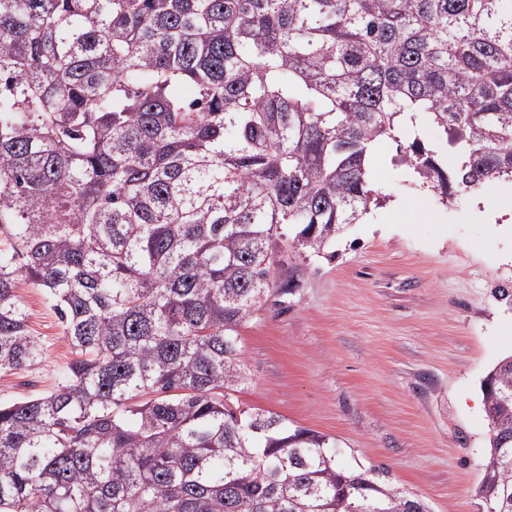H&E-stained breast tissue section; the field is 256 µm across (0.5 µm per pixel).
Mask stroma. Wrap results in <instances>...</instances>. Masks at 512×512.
Instances as JSON below:
<instances>
[{
	"label": "stroma",
	"mask_w": 512,
	"mask_h": 512,
	"mask_svg": "<svg viewBox=\"0 0 512 512\" xmlns=\"http://www.w3.org/2000/svg\"><path fill=\"white\" fill-rule=\"evenodd\" d=\"M379 146L372 181L386 204L346 227L332 259L302 261L299 288L239 329L246 380L232 399L326 435L342 464L378 469L431 512H483L476 495L489 428L481 384L512 355V240L477 207L512 218V190L442 204ZM414 202L400 215L395 200ZM42 360L0 373V402L52 391L74 355L45 291L19 282Z\"/></svg>",
	"instance_id": "1"
}]
</instances>
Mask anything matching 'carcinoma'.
I'll return each instance as SVG.
<instances>
[{"label": "carcinoma", "mask_w": 512, "mask_h": 512, "mask_svg": "<svg viewBox=\"0 0 512 512\" xmlns=\"http://www.w3.org/2000/svg\"><path fill=\"white\" fill-rule=\"evenodd\" d=\"M409 182L512 184V0H0V512H430L329 438L230 399L239 328ZM478 488L512 512V356L482 384ZM16 293L29 311L28 329L42 344V360L26 371L0 373V402H11L52 391L75 355L64 337L57 309L42 288L20 281Z\"/></svg>", "instance_id": "obj_1"}]
</instances>
